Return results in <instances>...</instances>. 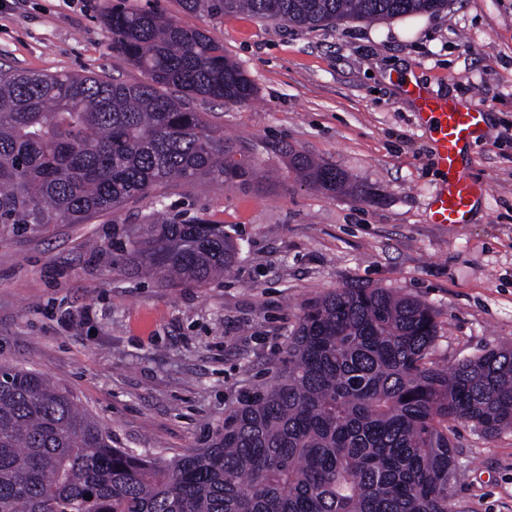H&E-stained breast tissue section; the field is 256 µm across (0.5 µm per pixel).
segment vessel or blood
I'll return each instance as SVG.
<instances>
[{
  "label": "vessel or blood",
  "instance_id": "vessel-or-blood-1",
  "mask_svg": "<svg viewBox=\"0 0 512 512\" xmlns=\"http://www.w3.org/2000/svg\"><path fill=\"white\" fill-rule=\"evenodd\" d=\"M414 99L421 124L430 132L436 163L443 181L430 196L428 215L435 224L467 223L473 205L486 192L472 179L465 163L472 144L483 132L484 108L469 101L430 94L419 84L406 87Z\"/></svg>",
  "mask_w": 512,
  "mask_h": 512
}]
</instances>
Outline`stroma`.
<instances>
[{
    "instance_id": "obj_1",
    "label": "stroma",
    "mask_w": 512,
    "mask_h": 512,
    "mask_svg": "<svg viewBox=\"0 0 512 512\" xmlns=\"http://www.w3.org/2000/svg\"><path fill=\"white\" fill-rule=\"evenodd\" d=\"M115 6L223 46L252 101L191 106L268 176L177 183L85 224L0 232V365L52 376L114 447L171 460L277 378L302 306L337 288H386L429 306L438 365L512 347V0L312 30L192 13L181 0H0V65L146 82L111 47L101 17ZM411 79L486 109L468 168L488 192L466 224L429 221L442 173L405 92ZM296 153L346 172L358 195L305 182ZM161 206L223 225L238 245L232 271L166 288L114 265L119 243ZM451 429L454 512H512V432Z\"/></svg>"
}]
</instances>
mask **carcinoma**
<instances>
[{"label": "carcinoma", "mask_w": 512, "mask_h": 512, "mask_svg": "<svg viewBox=\"0 0 512 512\" xmlns=\"http://www.w3.org/2000/svg\"><path fill=\"white\" fill-rule=\"evenodd\" d=\"M314 29L438 13L448 0H182ZM112 47L148 81L0 66V224H84L173 182L248 177L224 134L190 107L245 103L254 86L202 30L109 10ZM176 92L172 96L168 91ZM292 168L327 190L345 173L303 154ZM224 225L160 214L115 258L165 287L229 273ZM432 310L384 288L307 303L278 380L244 399L174 460L114 448L111 432L49 378L0 368V512H451L450 422L512 431V348L451 367L431 359Z\"/></svg>", "instance_id": "cac0c4a2"}]
</instances>
